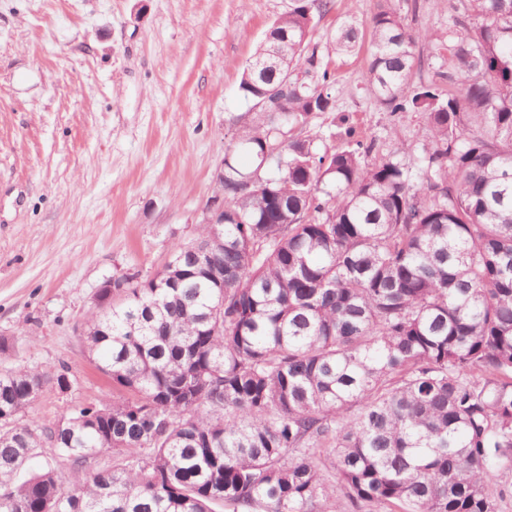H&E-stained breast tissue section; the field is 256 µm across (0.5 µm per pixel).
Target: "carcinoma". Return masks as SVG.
Segmentation results:
<instances>
[{
  "label": "carcinoma",
  "instance_id": "obj_1",
  "mask_svg": "<svg viewBox=\"0 0 512 512\" xmlns=\"http://www.w3.org/2000/svg\"><path fill=\"white\" fill-rule=\"evenodd\" d=\"M292 2L242 73L250 110L277 104L278 125L236 129L214 191L224 223L156 274L117 277L120 302L79 327L123 398L22 423L75 377L0 370V512H343L340 489L349 512H497L491 476L512 464V0L451 5L446 90L411 84L431 35L379 0L367 91L424 114L408 163L352 133L337 151L283 143L335 110L329 50L362 37L344 21L321 47L329 0Z\"/></svg>",
  "mask_w": 512,
  "mask_h": 512
}]
</instances>
